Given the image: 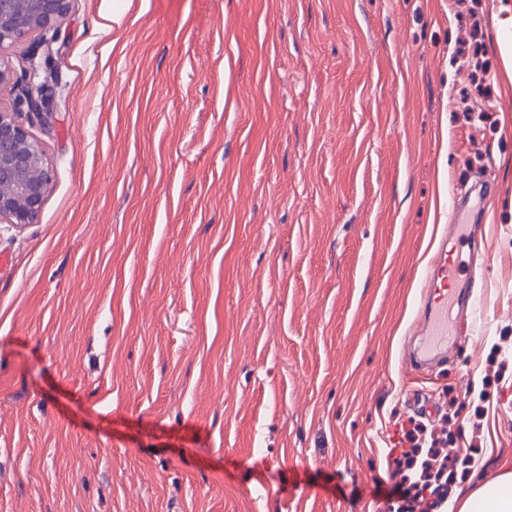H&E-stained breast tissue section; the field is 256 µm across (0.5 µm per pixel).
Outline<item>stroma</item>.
Segmentation results:
<instances>
[{
    "instance_id": "35a3bbf8",
    "label": "stroma",
    "mask_w": 512,
    "mask_h": 512,
    "mask_svg": "<svg viewBox=\"0 0 512 512\" xmlns=\"http://www.w3.org/2000/svg\"><path fill=\"white\" fill-rule=\"evenodd\" d=\"M0 225V512H432L512 470V0H71ZM471 334L415 357L433 237ZM50 185L40 145L0 105V224L23 227L35 222ZM450 212L453 216L452 224H448V233L441 236L434 255L429 263L431 275L426 276L423 288H437L436 281L440 279L442 287H448L455 281L459 273V266L452 264V254H448V237L457 240L464 236L469 228V209L459 206L455 195L450 197Z\"/></svg>"
}]
</instances>
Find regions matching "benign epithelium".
<instances>
[{
    "label": "benign epithelium",
    "mask_w": 512,
    "mask_h": 512,
    "mask_svg": "<svg viewBox=\"0 0 512 512\" xmlns=\"http://www.w3.org/2000/svg\"><path fill=\"white\" fill-rule=\"evenodd\" d=\"M70 0H0V47L34 35L42 55L32 54L17 75L0 63V89L19 84L22 104L36 116L44 112L51 84L58 78L61 48L56 22ZM50 185V171L40 145L17 121L15 113L0 108V224L23 227L35 222Z\"/></svg>",
    "instance_id": "1"
}]
</instances>
